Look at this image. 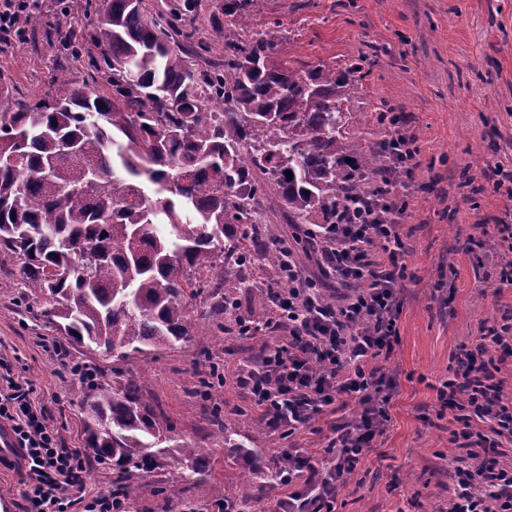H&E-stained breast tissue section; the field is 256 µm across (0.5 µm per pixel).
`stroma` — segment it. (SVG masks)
Segmentation results:
<instances>
[{
  "instance_id": "stroma-1",
  "label": "stroma",
  "mask_w": 512,
  "mask_h": 512,
  "mask_svg": "<svg viewBox=\"0 0 512 512\" xmlns=\"http://www.w3.org/2000/svg\"><path fill=\"white\" fill-rule=\"evenodd\" d=\"M254 25L279 28L294 56L314 65L341 67L365 54L367 75L345 106L360 116L353 136L368 149L389 138L392 129L380 116L391 106L418 140L405 220L415 278L403 284L399 341L383 364L396 394L384 435L361 457L336 512H442L458 450L448 440L453 412L442 409L437 389L461 343L484 321L512 315V252L495 233L497 225H512V183L483 177L491 161L512 171V0H265ZM62 71L86 78L55 33L0 41V99L35 101ZM26 293L18 263L0 267V373L32 382L30 400L60 447H84L72 368L90 365L108 378L112 360L33 321ZM252 314L241 301L233 314L206 320L191 343L144 362L161 424L201 449L209 470L204 480L186 483L170 459H160L151 474L136 478L129 512H218L220 486L241 501L238 512H271L279 491L250 451L265 449L264 469L274 468L280 440L259 433L260 419L235 384H216L206 395L198 389L212 368L233 370L262 344L277 342L265 331L237 335L236 319ZM216 411L232 422L238 450L212 438Z\"/></svg>"
}]
</instances>
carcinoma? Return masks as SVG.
I'll use <instances>...</instances> for the list:
<instances>
[{
    "instance_id": "obj_1",
    "label": "carcinoma",
    "mask_w": 512,
    "mask_h": 512,
    "mask_svg": "<svg viewBox=\"0 0 512 512\" xmlns=\"http://www.w3.org/2000/svg\"><path fill=\"white\" fill-rule=\"evenodd\" d=\"M85 36L42 13L91 68L59 73L35 103L0 100V263L20 264L43 306L36 320L128 366L75 388L86 409V456L112 460L116 495L132 470L164 452L186 481L207 477L198 450L157 421L131 366L188 343L197 323L253 300L267 321L269 289L248 267L279 266L282 238L265 216L273 192L289 224H334L367 192L388 151L362 150L344 110L364 58L342 70L292 65L290 43L255 30L265 0H224V56L195 40L200 0H103ZM291 171L288 177L285 171Z\"/></svg>"
}]
</instances>
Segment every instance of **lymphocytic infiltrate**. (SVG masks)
<instances>
[{
    "instance_id": "lymphocytic-infiltrate-1",
    "label": "lymphocytic infiltrate",
    "mask_w": 512,
    "mask_h": 512,
    "mask_svg": "<svg viewBox=\"0 0 512 512\" xmlns=\"http://www.w3.org/2000/svg\"><path fill=\"white\" fill-rule=\"evenodd\" d=\"M384 120L402 146L373 180L361 211L343 212L333 224L306 228L326 281L318 288L289 262L292 286L277 297L271 331L280 343L255 361L240 365L233 378L261 419L282 439L309 427L315 416L331 414L327 463L304 450L281 449L276 484L282 494L274 512H335L337 495L356 471L361 456L384 432L394 385L376 363L390 359L398 341L404 305L402 281L409 276L405 255L407 211L404 177L413 176L419 148L400 133L403 117ZM512 350V319L484 325L475 341L463 344L458 367L437 398L458 409L450 441L465 449L453 467L448 512H512V398L494 375L493 352ZM30 387L7 379L0 392V422L14 435L24 465L28 512H127L122 498L100 493L79 499L84 488L78 449L58 447L29 395ZM356 401L357 421L341 418L342 405Z\"/></svg>"
}]
</instances>
